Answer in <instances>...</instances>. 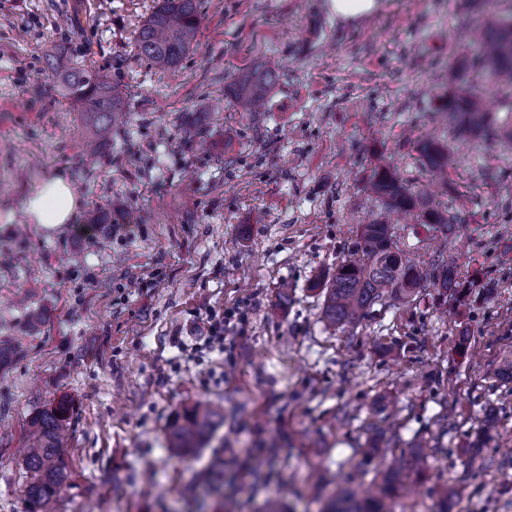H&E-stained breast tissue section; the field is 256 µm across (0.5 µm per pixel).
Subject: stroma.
<instances>
[{"label":"stroma","instance_id":"obj_1","mask_svg":"<svg viewBox=\"0 0 512 512\" xmlns=\"http://www.w3.org/2000/svg\"><path fill=\"white\" fill-rule=\"evenodd\" d=\"M156 2L0 0V344L19 350L0 364V512H32L28 421L63 399L70 475L44 512H255L269 497L320 512L376 425L389 456L427 447L426 481L394 512H437L445 486L460 491L448 512H512V149L434 121L480 11L382 0L342 24L324 0H201L192 49L161 71L135 48ZM62 41L126 89L130 119L94 155L46 63ZM258 67L277 74L266 108L239 111L226 88ZM435 130L456 152L449 181L474 185L443 196L463 288L444 311L428 287L327 326L310 280L360 249L379 161L439 189L415 147ZM54 176L80 205L47 229L25 203ZM393 232L436 258L429 225ZM213 313L233 316L220 351L203 346ZM200 401L224 424L177 456L170 427Z\"/></svg>","mask_w":512,"mask_h":512}]
</instances>
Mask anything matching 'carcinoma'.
<instances>
[{
    "mask_svg": "<svg viewBox=\"0 0 512 512\" xmlns=\"http://www.w3.org/2000/svg\"><path fill=\"white\" fill-rule=\"evenodd\" d=\"M199 24L200 0H159L138 32L139 54L156 68L175 69L192 48ZM475 36L480 49L470 57V71L455 72L441 108L458 131L478 138L494 135L511 147L512 124L489 128L470 73L477 74L485 86L512 96V9L492 14ZM48 63L69 107L81 114L87 128L84 140L99 149L113 124L125 116L123 90L98 68L69 64L63 45L54 49ZM276 79L275 72L257 68L235 82L232 98L241 111L255 112ZM418 150L430 171L441 176L456 163L454 149L447 144L425 139ZM368 190L380 200L383 211L360 226L361 255L341 260L330 278L311 284L323 293V318L334 328L356 322L371 306L388 298L406 299L428 286L443 289L446 297L448 290L459 287L452 260L441 255L438 263L428 266L411 257L394 243L388 220L390 213H409L419 223L446 232L452 223L448 211L401 182L384 161L373 168ZM222 425L224 410L189 407L171 426L170 447L177 454H189ZM67 426V409L62 404L30 418L24 457L30 479L25 497L35 508L46 506L69 476L62 451ZM427 458L423 445L410 446L380 472L374 495L359 498L348 488L339 489L330 495L323 512H392L391 501L413 480L425 476Z\"/></svg>",
    "mask_w": 512,
    "mask_h": 512,
    "instance_id": "cac0c4a2",
    "label": "carcinoma"
}]
</instances>
